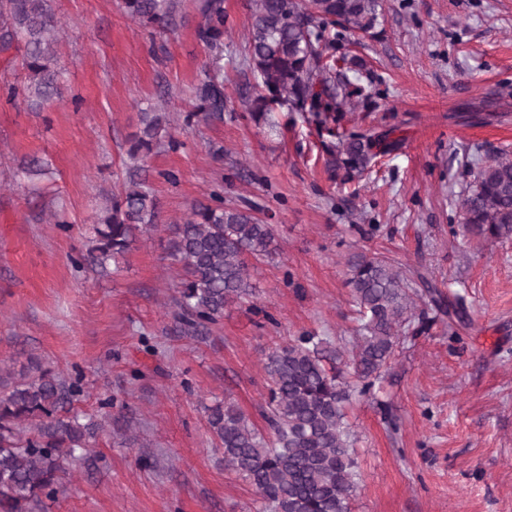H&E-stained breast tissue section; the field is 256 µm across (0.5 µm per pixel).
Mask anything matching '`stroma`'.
Returning <instances> with one entry per match:
<instances>
[{
  "label": "stroma",
  "mask_w": 512,
  "mask_h": 512,
  "mask_svg": "<svg viewBox=\"0 0 512 512\" xmlns=\"http://www.w3.org/2000/svg\"><path fill=\"white\" fill-rule=\"evenodd\" d=\"M380 2L375 37L343 67L369 94L348 127L390 128L402 144L356 191L332 178L328 136L300 113H276L273 133L251 119L240 98L254 83L250 0H224L220 119H187L211 59L199 0H183L164 34L120 0H54L64 98L39 112L8 94L25 81L21 52L0 53V364L82 374L79 407L105 423L48 512H251L207 410L232 403L259 420L272 348L311 330L352 335L343 258L361 249L424 266L469 319L407 338L375 400H354L352 512H512V239L451 232L476 167L512 157V0ZM163 98L177 144L142 174L157 227L120 264H76L98 211L127 186L141 111ZM214 191L257 208L274 253L251 268V297L187 335L169 227Z\"/></svg>",
  "instance_id": "stroma-1"
}]
</instances>
